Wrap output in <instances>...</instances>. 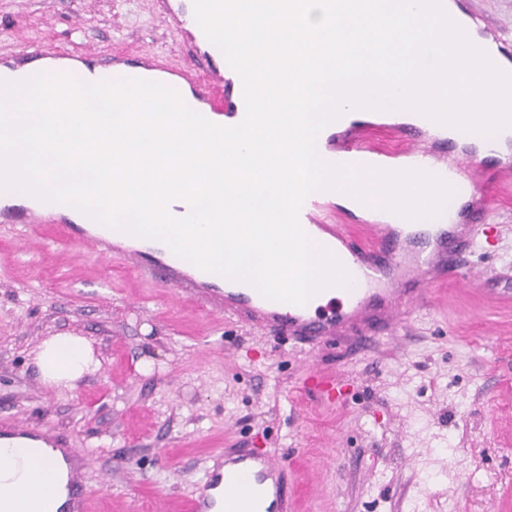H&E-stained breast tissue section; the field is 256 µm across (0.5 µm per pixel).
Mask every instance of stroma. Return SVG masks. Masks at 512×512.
<instances>
[{"mask_svg":"<svg viewBox=\"0 0 512 512\" xmlns=\"http://www.w3.org/2000/svg\"><path fill=\"white\" fill-rule=\"evenodd\" d=\"M183 61L155 0H0V65L24 47ZM490 250L370 344L317 353L173 301L149 277L76 244L0 223V425L50 420L90 464L96 512H180L205 461L269 448L297 473L299 512H512V194L474 157ZM99 363L72 391L43 385L47 337ZM348 380V404L302 391L308 369Z\"/></svg>","mask_w":512,"mask_h":512,"instance_id":"1","label":"stroma"}]
</instances>
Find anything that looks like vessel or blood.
<instances>
[{
	"instance_id": "vessel-or-blood-1",
	"label": "vessel or blood",
	"mask_w": 512,
	"mask_h": 512,
	"mask_svg": "<svg viewBox=\"0 0 512 512\" xmlns=\"http://www.w3.org/2000/svg\"><path fill=\"white\" fill-rule=\"evenodd\" d=\"M448 14L465 28L470 39L492 49L497 65L512 71V50L502 46L494 31L475 24L460 0H443ZM184 0H174L161 11L174 26L177 40L186 47L184 62L172 69L169 87L183 91L193 85L196 96L211 110L223 112L233 122L245 116L243 86L232 79L228 64L212 65L211 53L200 35L188 34ZM387 137L380 142L363 138L357 121L339 118L318 136L317 149L330 162L381 166L384 157L401 154L409 166L440 175L453 184L455 202L467 211L479 210L475 200L478 171L464 172L460 158L451 157L453 128L437 125L415 113L386 116ZM331 191L310 194L299 219L309 238L329 249L359 278L351 292L327 289L322 299L298 306L262 297L252 286L229 281L177 257L167 245H152L140 238L110 229L97 232L77 224H56L43 212L17 209L1 213L0 222L20 224L26 231L47 230L77 242L105 259L119 258L154 277L173 299L198 305L208 313L248 326L262 334H276L316 350L334 340L362 342L403 322L409 311L424 303L433 288L457 279L476 281L479 270L460 268L462 255L481 246L474 220L450 217L448 223L418 228L417 224L388 223L377 212L367 224H347L341 213L327 205ZM318 397L327 405L344 403L348 388L331 376L308 377ZM29 438L58 449L73 475L89 462L85 451L69 447L50 425L37 428L14 423L0 428V439ZM293 469L287 458L256 448H228L206 468L204 478L186 505V512H216L218 501L235 503L238 512H293L288 492ZM93 498L75 478L68 483L67 512H91Z\"/></svg>"
}]
</instances>
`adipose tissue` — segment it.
Returning a JSON list of instances; mask_svg holds the SVG:
<instances>
[{
  "instance_id": "1",
  "label": "adipose tissue",
  "mask_w": 512,
  "mask_h": 512,
  "mask_svg": "<svg viewBox=\"0 0 512 512\" xmlns=\"http://www.w3.org/2000/svg\"><path fill=\"white\" fill-rule=\"evenodd\" d=\"M35 363L44 385L66 390L75 389L77 382L97 367L89 343L73 335L46 339ZM54 459L52 449L0 440V512H60L64 494L52 498L44 494L51 485L64 483V472Z\"/></svg>"
}]
</instances>
